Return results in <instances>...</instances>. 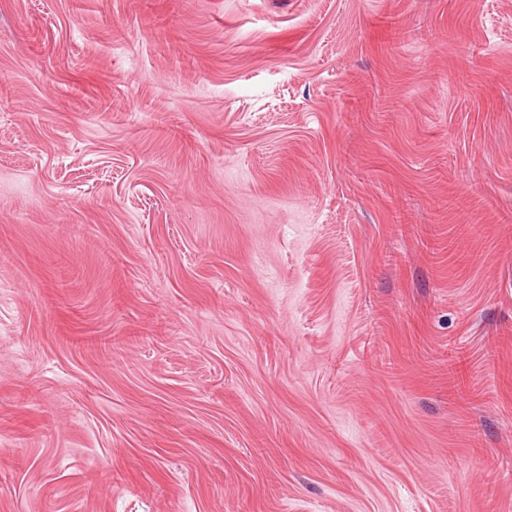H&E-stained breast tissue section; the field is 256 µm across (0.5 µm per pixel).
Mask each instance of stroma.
Here are the masks:
<instances>
[{
  "label": "stroma",
  "instance_id": "35a3bbf8",
  "mask_svg": "<svg viewBox=\"0 0 512 512\" xmlns=\"http://www.w3.org/2000/svg\"><path fill=\"white\" fill-rule=\"evenodd\" d=\"M0 512H512V0H0Z\"/></svg>",
  "mask_w": 512,
  "mask_h": 512
}]
</instances>
